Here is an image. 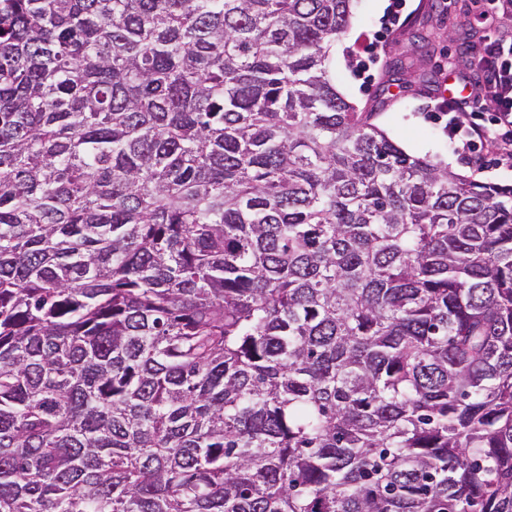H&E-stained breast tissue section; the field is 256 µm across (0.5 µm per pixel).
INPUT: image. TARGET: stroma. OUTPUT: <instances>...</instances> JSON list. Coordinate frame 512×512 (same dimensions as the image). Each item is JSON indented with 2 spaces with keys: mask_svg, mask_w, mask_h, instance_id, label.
Instances as JSON below:
<instances>
[{
  "mask_svg": "<svg viewBox=\"0 0 512 512\" xmlns=\"http://www.w3.org/2000/svg\"><path fill=\"white\" fill-rule=\"evenodd\" d=\"M487 31L473 0H356L352 26L331 52L338 90L407 153L448 163L455 172L512 185V167L492 152L475 164L454 154L439 105L448 83L472 90L474 60Z\"/></svg>",
  "mask_w": 512,
  "mask_h": 512,
  "instance_id": "35a3bbf8",
  "label": "stroma"
}]
</instances>
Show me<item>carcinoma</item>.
Masks as SVG:
<instances>
[{
  "label": "carcinoma",
  "instance_id": "obj_1",
  "mask_svg": "<svg viewBox=\"0 0 512 512\" xmlns=\"http://www.w3.org/2000/svg\"><path fill=\"white\" fill-rule=\"evenodd\" d=\"M352 7L0 0V512H512V186Z\"/></svg>",
  "mask_w": 512,
  "mask_h": 512
}]
</instances>
